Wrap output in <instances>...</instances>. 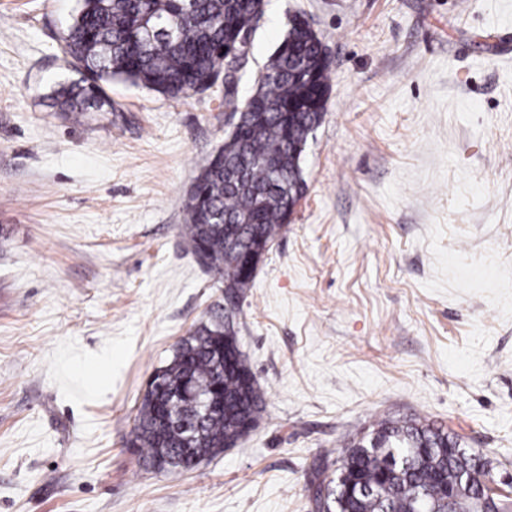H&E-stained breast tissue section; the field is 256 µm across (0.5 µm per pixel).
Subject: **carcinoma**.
Wrapping results in <instances>:
<instances>
[{"label":"carcinoma","instance_id":"carcinoma-1","mask_svg":"<svg viewBox=\"0 0 512 512\" xmlns=\"http://www.w3.org/2000/svg\"><path fill=\"white\" fill-rule=\"evenodd\" d=\"M265 0H81L62 50L81 78L52 95L61 112L82 116L112 106L114 79L173 98L210 89L237 41L255 30ZM256 97L224 91V109L254 113L239 138L204 165L185 204L181 232L199 263L224 284L237 310L252 279L241 252L273 243L288 223V204L305 190L301 166L321 124L330 67L322 42L295 16L279 47L260 66ZM213 404L206 407L204 401ZM264 396L224 319L202 323L157 370L142 397L129 445L153 468L163 457L192 468L204 451L217 456L257 419ZM330 483L318 471L312 498L326 493L331 512H448V496L490 480L491 469L448 428L418 417H387L343 447Z\"/></svg>","mask_w":512,"mask_h":512}]
</instances>
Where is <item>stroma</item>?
I'll return each mask as SVG.
<instances>
[{"label":"stroma","instance_id":"stroma-1","mask_svg":"<svg viewBox=\"0 0 512 512\" xmlns=\"http://www.w3.org/2000/svg\"><path fill=\"white\" fill-rule=\"evenodd\" d=\"M80 0H0V512H315L318 465L385 416L426 418L512 481V0H267L330 57L306 191L239 301L256 427L192 471L128 441L151 375L224 309L181 227L224 144V87L79 73Z\"/></svg>","mask_w":512,"mask_h":512}]
</instances>
